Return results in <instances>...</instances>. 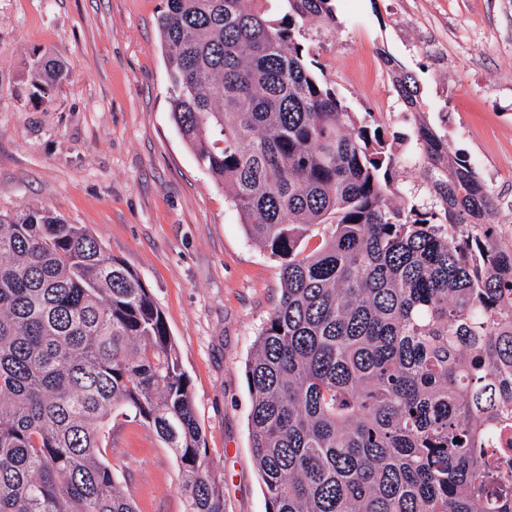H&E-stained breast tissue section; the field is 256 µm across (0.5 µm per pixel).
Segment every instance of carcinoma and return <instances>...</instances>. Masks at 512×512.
<instances>
[{"instance_id":"obj_1","label":"carcinoma","mask_w":512,"mask_h":512,"mask_svg":"<svg viewBox=\"0 0 512 512\" xmlns=\"http://www.w3.org/2000/svg\"><path fill=\"white\" fill-rule=\"evenodd\" d=\"M312 18L336 28L335 0H166L158 18L172 119L280 266L246 367L266 512H512L498 200L427 122L404 137L352 111L302 41ZM393 74L419 107L414 75ZM65 77L43 54L26 83ZM404 140L430 210L398 201ZM117 418L173 450L187 512H224L137 273L50 210L0 212V512H137L102 454Z\"/></svg>"}]
</instances>
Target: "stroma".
Returning a JSON list of instances; mask_svg holds the SVG:
<instances>
[{
  "instance_id": "1",
  "label": "stroma",
  "mask_w": 512,
  "mask_h": 512,
  "mask_svg": "<svg viewBox=\"0 0 512 512\" xmlns=\"http://www.w3.org/2000/svg\"><path fill=\"white\" fill-rule=\"evenodd\" d=\"M166 0H0V211L38 207L85 225L140 277L180 349L224 512H266L245 372L280 296L279 264L174 125L157 18ZM339 28L304 42L355 112L411 133L448 115L449 150L487 158L512 223V0H337ZM69 69L37 91L33 56ZM411 71L405 112L389 62ZM106 460L138 512H186L178 463L155 431L114 420Z\"/></svg>"
}]
</instances>
